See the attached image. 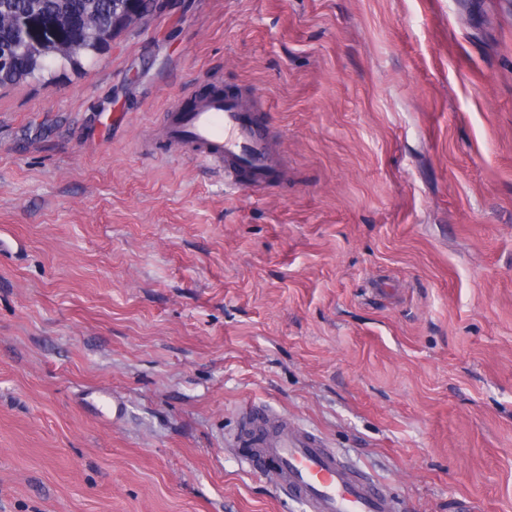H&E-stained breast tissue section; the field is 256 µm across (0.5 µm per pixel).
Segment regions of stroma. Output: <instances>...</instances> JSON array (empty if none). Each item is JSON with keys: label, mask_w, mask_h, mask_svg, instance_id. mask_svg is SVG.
Listing matches in <instances>:
<instances>
[{"label": "stroma", "mask_w": 512, "mask_h": 512, "mask_svg": "<svg viewBox=\"0 0 512 512\" xmlns=\"http://www.w3.org/2000/svg\"><path fill=\"white\" fill-rule=\"evenodd\" d=\"M253 95L263 196L165 138ZM0 512H302L276 409L398 512H512V0H164L0 88Z\"/></svg>", "instance_id": "1"}]
</instances>
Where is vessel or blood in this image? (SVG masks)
Instances as JSON below:
<instances>
[{
  "instance_id": "1",
  "label": "vessel or blood",
  "mask_w": 512,
  "mask_h": 512,
  "mask_svg": "<svg viewBox=\"0 0 512 512\" xmlns=\"http://www.w3.org/2000/svg\"><path fill=\"white\" fill-rule=\"evenodd\" d=\"M167 138L189 157L218 167L225 183L255 194L283 170L282 154L257 115L233 93L176 108L168 117ZM231 445L303 512H394V500L382 485L345 464L313 431L273 409L241 407Z\"/></svg>"
}]
</instances>
